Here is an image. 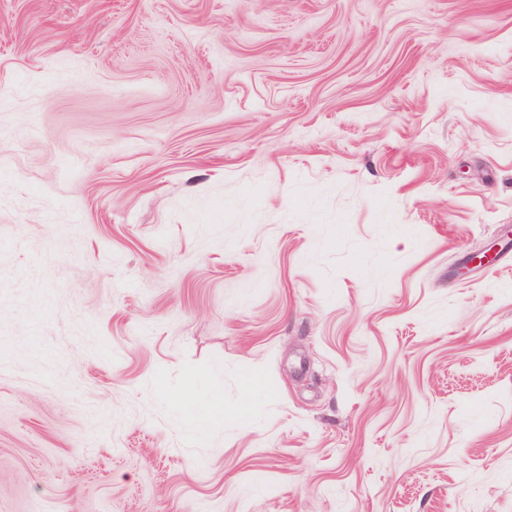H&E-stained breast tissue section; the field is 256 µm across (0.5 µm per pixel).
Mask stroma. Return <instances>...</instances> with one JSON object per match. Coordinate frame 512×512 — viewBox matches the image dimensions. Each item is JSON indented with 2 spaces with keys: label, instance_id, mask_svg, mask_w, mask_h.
Listing matches in <instances>:
<instances>
[{
  "label": "stroma",
  "instance_id": "obj_1",
  "mask_svg": "<svg viewBox=\"0 0 512 512\" xmlns=\"http://www.w3.org/2000/svg\"><path fill=\"white\" fill-rule=\"evenodd\" d=\"M512 0H0V512H512Z\"/></svg>",
  "mask_w": 512,
  "mask_h": 512
}]
</instances>
